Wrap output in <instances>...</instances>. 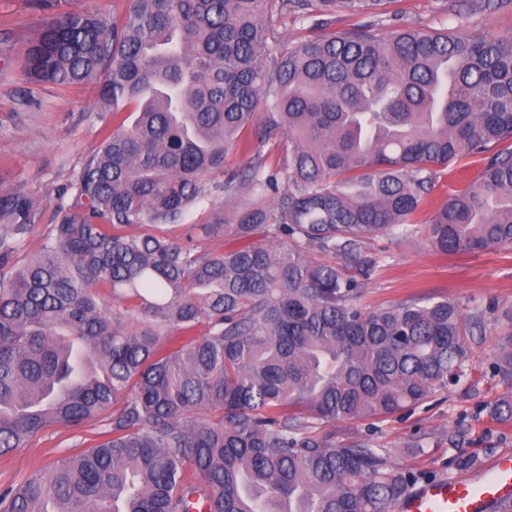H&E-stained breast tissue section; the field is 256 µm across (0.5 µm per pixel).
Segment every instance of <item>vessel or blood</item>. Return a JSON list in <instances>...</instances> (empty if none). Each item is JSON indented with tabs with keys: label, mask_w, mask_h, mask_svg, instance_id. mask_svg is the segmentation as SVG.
Wrapping results in <instances>:
<instances>
[{
	"label": "vessel or blood",
	"mask_w": 512,
	"mask_h": 512,
	"mask_svg": "<svg viewBox=\"0 0 512 512\" xmlns=\"http://www.w3.org/2000/svg\"><path fill=\"white\" fill-rule=\"evenodd\" d=\"M512 506V455L491 460L479 478L435 480L408 491L399 512H489Z\"/></svg>",
	"instance_id": "vessel-or-blood-1"
}]
</instances>
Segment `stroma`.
I'll return each mask as SVG.
<instances>
[{"mask_svg": "<svg viewBox=\"0 0 512 512\" xmlns=\"http://www.w3.org/2000/svg\"><path fill=\"white\" fill-rule=\"evenodd\" d=\"M42 16L38 0H0V196L20 194L37 204L34 225L13 255L17 266L46 243L59 208L73 203L77 179L104 137L97 83L66 87L25 80L22 57ZM369 25L386 34L413 26L467 38L507 36L512 35V6L466 13L459 0H385L357 14L336 15L339 31ZM481 170L479 158L470 156L440 169L430 192L433 206L446 203ZM229 209L223 192L215 191L199 198L182 223L158 224L151 231L178 240L185 225L222 223ZM366 253L377 265L362 284L365 309L433 296L466 310L496 305L497 319L473 345L477 371L470 384L436 391L409 414L382 422L339 420L330 423V430L337 439H366L384 448L423 483L478 474L493 457L512 453V423L491 416L505 392L492 363L498 336L512 323V248L445 254L420 230L379 234L367 241ZM105 431V423L92 420L78 429L60 425L35 434L25 447L0 457V488L18 485L61 457L97 445ZM418 439L424 442L420 455L410 447Z\"/></svg>", "mask_w": 512, "mask_h": 512, "instance_id": "obj_1", "label": "stroma"}]
</instances>
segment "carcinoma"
Listing matches in <instances>:
<instances>
[{
    "instance_id": "carcinoma-1",
    "label": "carcinoma",
    "mask_w": 512,
    "mask_h": 512,
    "mask_svg": "<svg viewBox=\"0 0 512 512\" xmlns=\"http://www.w3.org/2000/svg\"><path fill=\"white\" fill-rule=\"evenodd\" d=\"M378 2L129 0L110 24L72 12L39 25L29 81H96L102 111L138 116L103 140L21 267L10 256L34 203L0 197V456L51 426L108 425L0 490V512H393L409 491L415 472L324 424L460 384L494 312L435 297L365 310L364 244L422 223L448 254L512 247V147L497 149L512 143V36L332 28ZM288 13L320 34L280 46ZM266 147L282 150L273 168ZM249 149L222 189L254 200L202 227L231 239L223 252L189 230L125 232L180 221ZM464 155L483 161L479 179L420 219L436 167ZM494 372L512 392V330ZM491 414L512 422V395Z\"/></svg>"
}]
</instances>
